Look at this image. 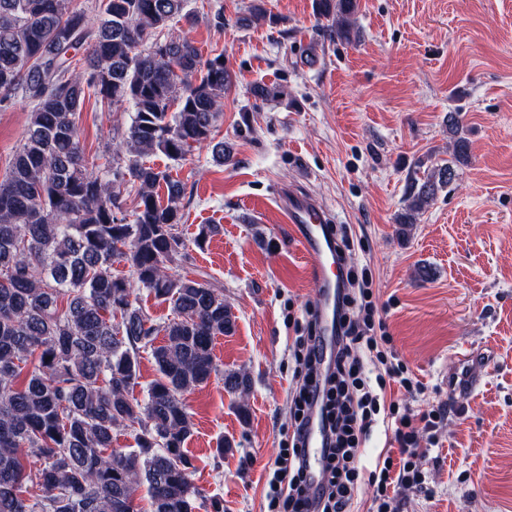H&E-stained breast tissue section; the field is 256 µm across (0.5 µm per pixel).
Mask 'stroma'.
I'll return each instance as SVG.
<instances>
[{
  "label": "stroma",
  "instance_id": "stroma-1",
  "mask_svg": "<svg viewBox=\"0 0 512 512\" xmlns=\"http://www.w3.org/2000/svg\"><path fill=\"white\" fill-rule=\"evenodd\" d=\"M253 0H189L195 24L175 30L233 77L210 148L170 169L185 184L188 261L175 273L218 289L236 317L217 337L211 380L187 396L186 447L195 512H264L267 473L292 422L295 330L322 290L283 220L289 187L326 206L352 246L345 269L366 277L393 346L420 385L392 387L400 404L435 413L439 452L421 489L398 493L400 512H512V0H359V41L323 32L313 0H262L265 20L241 25ZM224 25H213L216 11ZM284 94L263 101L255 85ZM29 107L0 109V179L22 145ZM459 113L468 164L410 230L399 216L410 175L449 161L448 115ZM132 109L85 101L76 116L89 156H108ZM217 225L204 244L202 225ZM246 371V396L223 372ZM247 416H240L238 404ZM231 448L218 451L220 439Z\"/></svg>",
  "mask_w": 512,
  "mask_h": 512
}]
</instances>
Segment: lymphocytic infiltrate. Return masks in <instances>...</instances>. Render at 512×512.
I'll return each mask as SVG.
<instances>
[{
  "label": "lymphocytic infiltrate",
  "instance_id": "1",
  "mask_svg": "<svg viewBox=\"0 0 512 512\" xmlns=\"http://www.w3.org/2000/svg\"><path fill=\"white\" fill-rule=\"evenodd\" d=\"M337 318L331 356H324L316 308H309L296 327L294 355L297 387L291 434L268 467L267 512H352L363 479L375 486V512H399L394 488H415L425 481L420 446L426 415L400 409L389 400L392 386L411 389L401 361L389 351L390 338L377 325L366 283L346 274L336 291ZM362 311L355 319L354 311ZM376 362V377H367L365 360ZM320 418L323 448L319 467H312L306 442L312 418ZM398 446L374 470H365L360 448L374 423Z\"/></svg>",
  "mask_w": 512,
  "mask_h": 512
}]
</instances>
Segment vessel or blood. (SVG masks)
<instances>
[{
	"mask_svg": "<svg viewBox=\"0 0 512 512\" xmlns=\"http://www.w3.org/2000/svg\"><path fill=\"white\" fill-rule=\"evenodd\" d=\"M280 205L310 259L311 277L319 281L323 290L321 309H334L340 260L325 210L314 198L293 190L281 196Z\"/></svg>",
	"mask_w": 512,
	"mask_h": 512,
	"instance_id": "1",
	"label": "vessel or blood"
}]
</instances>
